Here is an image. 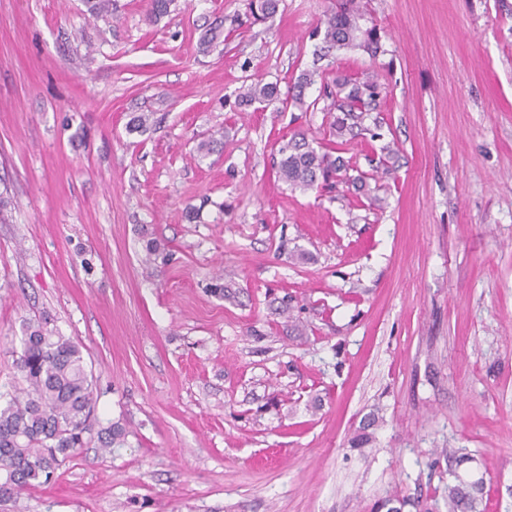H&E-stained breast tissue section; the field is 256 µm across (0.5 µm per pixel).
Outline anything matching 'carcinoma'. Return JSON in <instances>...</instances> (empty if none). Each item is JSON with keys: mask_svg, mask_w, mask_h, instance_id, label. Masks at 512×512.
<instances>
[{"mask_svg": "<svg viewBox=\"0 0 512 512\" xmlns=\"http://www.w3.org/2000/svg\"><path fill=\"white\" fill-rule=\"evenodd\" d=\"M278 7V0H249L252 14L266 17ZM357 0H334L321 22L322 42L329 49L357 46L371 55L378 51L379 37L374 26L359 24ZM314 82L304 73L288 91L291 103L305 105V89ZM324 98L330 100L323 111L340 112L330 123V135L336 146L372 110L378 96L377 84L371 78L340 76L324 84ZM246 100L272 101L278 98L277 86L255 84L244 93ZM279 153L281 179L304 191H322L344 169L340 157L332 150L314 147L303 132L292 134ZM145 263L152 265L164 251L156 238L144 240ZM22 352L17 368L27 384L25 396H14L0 402V502L18 499L32 487L51 482L57 470L87 444L85 434L95 411L93 378L86 372L79 345L49 328L45 318L28 319L22 324ZM126 429L112 423L97 433L99 448L107 451L126 442ZM448 483V512H480L483 482L470 481L453 474ZM420 501L396 497L382 498L373 512H403Z\"/></svg>", "mask_w": 512, "mask_h": 512, "instance_id": "carcinoma-1", "label": "carcinoma"}]
</instances>
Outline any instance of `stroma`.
Returning a JSON list of instances; mask_svg holds the SVG:
<instances>
[{
  "label": "stroma",
  "instance_id": "1",
  "mask_svg": "<svg viewBox=\"0 0 512 512\" xmlns=\"http://www.w3.org/2000/svg\"><path fill=\"white\" fill-rule=\"evenodd\" d=\"M359 2L378 53L321 58L332 0H0V390L43 315L128 432L0 512H447L442 448L512 512V0ZM305 71L379 85L329 192L277 175L324 112L240 98Z\"/></svg>",
  "mask_w": 512,
  "mask_h": 512
}]
</instances>
